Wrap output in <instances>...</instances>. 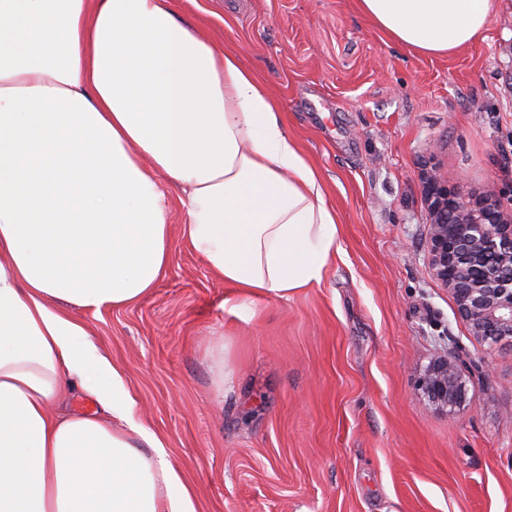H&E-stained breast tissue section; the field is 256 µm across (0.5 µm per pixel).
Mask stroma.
Here are the masks:
<instances>
[{"instance_id": "35a3bbf8", "label": "stroma", "mask_w": 512, "mask_h": 512, "mask_svg": "<svg viewBox=\"0 0 512 512\" xmlns=\"http://www.w3.org/2000/svg\"><path fill=\"white\" fill-rule=\"evenodd\" d=\"M265 86L338 221L321 284L252 310L181 238L154 293L81 308L198 512H512V347L479 343L434 275L437 174L512 209V0L449 55L390 41L356 0H195ZM463 411L418 383L447 353Z\"/></svg>"}]
</instances>
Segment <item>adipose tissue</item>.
I'll list each match as a JSON object with an SVG mask.
<instances>
[{
  "label": "adipose tissue",
  "instance_id": "adipose-tissue-1",
  "mask_svg": "<svg viewBox=\"0 0 512 512\" xmlns=\"http://www.w3.org/2000/svg\"><path fill=\"white\" fill-rule=\"evenodd\" d=\"M186 0H0V512H197L124 370L72 307L149 297L173 234L233 309L321 284L338 239L315 169ZM395 43L450 54L495 0H358ZM186 221L170 224L161 183ZM87 394L99 413L56 410Z\"/></svg>",
  "mask_w": 512,
  "mask_h": 512
}]
</instances>
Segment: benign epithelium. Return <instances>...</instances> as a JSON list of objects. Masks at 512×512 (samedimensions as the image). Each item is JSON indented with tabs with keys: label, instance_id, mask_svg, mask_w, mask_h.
<instances>
[{
	"label": "benign epithelium",
	"instance_id": "obj_1",
	"mask_svg": "<svg viewBox=\"0 0 512 512\" xmlns=\"http://www.w3.org/2000/svg\"><path fill=\"white\" fill-rule=\"evenodd\" d=\"M426 199L430 263L458 316L481 342L512 343V210L493 193L474 200L462 190L451 192L435 173L427 179ZM420 388L434 404L463 409V373L452 355L427 368Z\"/></svg>",
	"mask_w": 512,
	"mask_h": 512
}]
</instances>
